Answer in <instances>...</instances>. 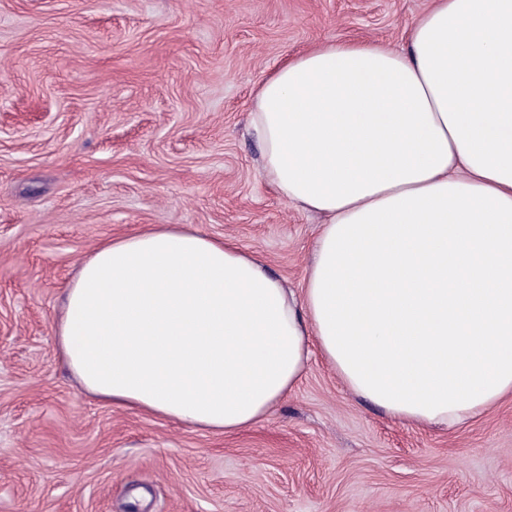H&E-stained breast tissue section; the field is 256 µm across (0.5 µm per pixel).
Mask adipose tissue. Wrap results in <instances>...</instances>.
<instances>
[{
  "mask_svg": "<svg viewBox=\"0 0 512 512\" xmlns=\"http://www.w3.org/2000/svg\"><path fill=\"white\" fill-rule=\"evenodd\" d=\"M250 124L263 178L326 218L302 294L189 228L106 240L53 325L83 389L219 435L315 351L406 423L512 395V0H434L401 49L306 52L260 83Z\"/></svg>",
  "mask_w": 512,
  "mask_h": 512,
  "instance_id": "adipose-tissue-1",
  "label": "adipose tissue"
}]
</instances>
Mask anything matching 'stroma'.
Segmentation results:
<instances>
[{"label": "stroma", "instance_id": "stroma-1", "mask_svg": "<svg viewBox=\"0 0 512 512\" xmlns=\"http://www.w3.org/2000/svg\"><path fill=\"white\" fill-rule=\"evenodd\" d=\"M432 0H0V512H512V399L389 418L313 355L224 435L88 394L53 332L105 239L182 224L302 290L322 219L261 175L259 84L330 42L394 48Z\"/></svg>", "mask_w": 512, "mask_h": 512}]
</instances>
